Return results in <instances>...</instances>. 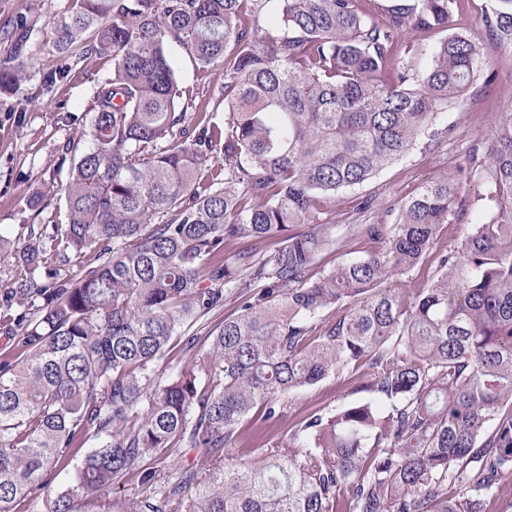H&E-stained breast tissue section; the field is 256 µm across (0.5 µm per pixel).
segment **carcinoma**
<instances>
[{
    "mask_svg": "<svg viewBox=\"0 0 512 512\" xmlns=\"http://www.w3.org/2000/svg\"><path fill=\"white\" fill-rule=\"evenodd\" d=\"M266 2L67 0L43 44L55 65L36 75L30 30L6 32L1 92L36 76L48 93L93 54L112 76L68 180L28 201L64 198L67 221L0 235L13 339L0 355V512H485L473 492L512 485V113L488 165L476 144L388 231L358 225L382 252L307 278L335 243L321 215L336 195L495 77L512 0H490L488 40L453 33L419 76L404 41L448 27L457 0H278L261 32ZM171 41L199 70L224 69L223 122L189 111ZM474 174L486 203L433 281L410 299L383 288L433 248ZM229 294L238 314L192 332ZM361 367L370 397L305 416L298 446L233 453L252 413L270 428L288 393ZM178 448L200 453L206 478L165 464ZM61 474L71 485L48 496ZM134 479L137 493L104 497Z\"/></svg>",
    "mask_w": 512,
    "mask_h": 512,
    "instance_id": "carcinoma-1",
    "label": "carcinoma"
}]
</instances>
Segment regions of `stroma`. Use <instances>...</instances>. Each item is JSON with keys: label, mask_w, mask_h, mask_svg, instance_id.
Wrapping results in <instances>:
<instances>
[{"label": "stroma", "mask_w": 512, "mask_h": 512, "mask_svg": "<svg viewBox=\"0 0 512 512\" xmlns=\"http://www.w3.org/2000/svg\"><path fill=\"white\" fill-rule=\"evenodd\" d=\"M66 0H0V29L12 28L17 22H26L32 30L33 70L48 68L52 58L43 48L53 32V20L61 12ZM489 0H459V10L447 30L418 34L411 40L412 48L405 54L416 73H423L430 64L431 50L446 33L468 31L485 35L484 11ZM180 86L200 88L195 104L198 111L213 113L223 120L210 94L203 85L218 87L224 80L217 71L209 80H202L194 62L177 43L168 46ZM492 67L496 78L491 83L470 89L459 101L449 103L440 124L449 126L450 133L435 147L417 145L406 156L385 167L361 186L346 190L336 198V204L327 214L335 225L336 243L323 251L308 272L315 278L334 268L338 263L365 257L382 251V241L371 240L355 232L358 224L392 223V209L409 197L423 182L448 172L464 163L472 145H479L481 155H488L491 134L501 113L512 111V55L493 54ZM112 74V62L91 55L74 65L69 76L58 82L46 96L36 94L35 82H28L14 94L0 95V234L15 240L24 225L45 224L56 214L65 213L63 200H51L42 212L30 210L27 199L33 189L42 187L49 179L66 181L73 155L66 146L76 138L83 121L89 119L96 87ZM487 192L480 177H472L459 199L463 209L451 223L441 225L433 247L411 272L392 280L393 288L410 293L431 282L436 266V253L460 245L467 224L473 223L478 211L475 202ZM372 197L371 210L356 211L358 198ZM367 369L332 375L322 382L293 391L287 396V410L273 429H257L250 422L238 428L235 446L243 459L251 460L258 449L274 445L289 446L298 421L316 410L333 412L362 400L356 391V381L367 378Z\"/></svg>", "instance_id": "obj_1"}]
</instances>
